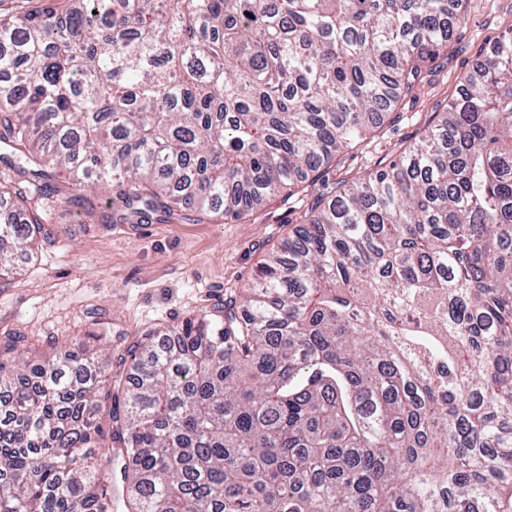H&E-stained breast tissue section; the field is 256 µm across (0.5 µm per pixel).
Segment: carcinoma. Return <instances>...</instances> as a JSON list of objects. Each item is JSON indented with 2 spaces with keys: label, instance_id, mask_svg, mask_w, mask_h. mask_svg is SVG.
Masks as SVG:
<instances>
[{
  "label": "carcinoma",
  "instance_id": "obj_1",
  "mask_svg": "<svg viewBox=\"0 0 512 512\" xmlns=\"http://www.w3.org/2000/svg\"><path fill=\"white\" fill-rule=\"evenodd\" d=\"M467 0H49L0 15V283L98 224L241 217L380 127ZM109 196L98 211L95 196ZM224 320L35 368L4 335L0 512H512V34L331 187ZM134 377L105 388L104 370ZM107 412L109 457L93 463Z\"/></svg>",
  "mask_w": 512,
  "mask_h": 512
}]
</instances>
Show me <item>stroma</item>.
Here are the masks:
<instances>
[{"instance_id": "35a3bbf8", "label": "stroma", "mask_w": 512, "mask_h": 512, "mask_svg": "<svg viewBox=\"0 0 512 512\" xmlns=\"http://www.w3.org/2000/svg\"><path fill=\"white\" fill-rule=\"evenodd\" d=\"M511 29L512 0H469L468 23L449 44L443 69L291 199L266 198L243 218L221 224L198 222L190 211L173 224H98L76 212L54 215L51 228L65 245L40 247L12 284L0 288V337L23 336L34 362L76 338L88 353L106 355L146 331L217 313L226 298L251 287L259 263L299 228L326 183H352L396 159L437 122L440 104L457 95L460 77L479 54ZM94 315L111 338L88 336Z\"/></svg>"}]
</instances>
